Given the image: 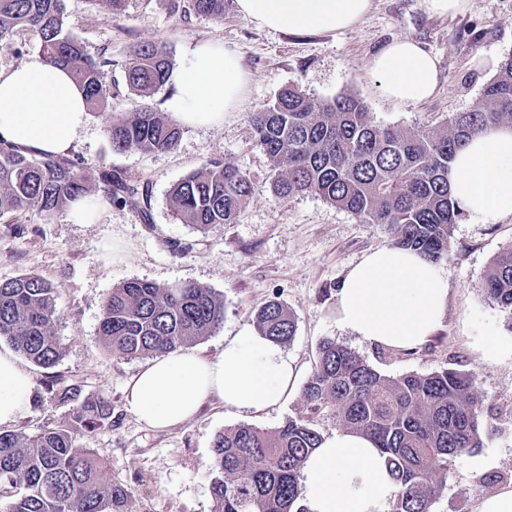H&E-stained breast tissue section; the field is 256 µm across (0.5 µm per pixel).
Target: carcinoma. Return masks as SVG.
I'll use <instances>...</instances> for the list:
<instances>
[{
  "mask_svg": "<svg viewBox=\"0 0 512 512\" xmlns=\"http://www.w3.org/2000/svg\"><path fill=\"white\" fill-rule=\"evenodd\" d=\"M200 15L221 20L226 0H189ZM36 35L44 57L71 70L88 109L108 107L106 81L112 60L92 57L65 30L63 0H0V47L15 30ZM172 57L153 43L132 46L125 65L129 89L147 97L166 84ZM256 141L278 170L272 191L280 200L315 194L365 224H386L400 248L429 261L448 257L453 224L464 212L450 177L457 151L476 133L512 124V54L498 66L471 108L439 128L404 129L374 121L361 100L346 94L319 100L295 87L282 89L250 115ZM112 150L174 149L182 129L150 106L107 120ZM98 196L138 207L140 189L115 169H98ZM79 163L69 157L29 156L0 144V219L18 223L37 210L47 216L89 193ZM254 186L240 168L212 159L176 182L170 202L176 219L204 232L235 224ZM486 295L512 317V247L493 261ZM260 335L277 344L295 336L294 318L277 301L256 314ZM54 288L25 274L0 281V338L32 363L55 367L62 342ZM224 321V301L186 282L173 287L132 280L112 288L103 304L99 341L123 359L178 350L196 343ZM476 375L453 368L429 374H381L358 352L326 339L302 389L310 411L327 409L344 430L375 443L397 491L390 512H432L446 487L452 462L482 447V400ZM71 432L47 427L33 434L0 432V498L3 512H125L127 491L106 485L102 454L81 444L112 419V407L87 397ZM324 436L298 416L274 431L240 424L212 443L213 512H305L301 470Z\"/></svg>",
  "mask_w": 512,
  "mask_h": 512,
  "instance_id": "obj_1",
  "label": "carcinoma"
}]
</instances>
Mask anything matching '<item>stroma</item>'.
Listing matches in <instances>:
<instances>
[{"instance_id": "stroma-1", "label": "stroma", "mask_w": 512, "mask_h": 512, "mask_svg": "<svg viewBox=\"0 0 512 512\" xmlns=\"http://www.w3.org/2000/svg\"><path fill=\"white\" fill-rule=\"evenodd\" d=\"M187 0H126L124 11L107 16L91 0H64L65 26L88 52L112 60L108 116L89 115L85 133L70 151L81 172L95 178L102 166L126 173L148 189L150 223L138 210L102 203L100 218L75 224L67 211L51 217L31 212L17 224L0 223V281L35 273L48 280L58 309L56 330L63 342L58 365H21L34 379L31 407L9 429L34 433L68 429L86 397L112 405V422L94 432L88 447L100 451L113 484L128 491L126 512H212L211 446L224 429L251 424L274 430L307 414L301 389L284 402L252 415L212 400L185 424L148 428L126 408L125 385L143 359L112 355L97 337L102 305L126 281L163 286L191 282L224 299V322L193 344V352L217 357L226 340L255 324L268 301L280 302L295 318L296 332L283 349L307 381L322 340L332 339L362 355L382 374H428L445 368L474 372L485 410L504 428L487 433L481 448L457 458L433 512H475L490 493L512 487V320L485 293L493 260L512 246V214L481 224L462 217L452 231L442 262L448 275V308L437 331L416 349L372 346L336 322L340 281L371 250L393 245L386 225L365 224L314 194L285 201L271 190L277 178L249 122L284 87L295 86L318 99L351 94L367 105L376 123L400 128L435 127L470 109L504 57L512 53V0H470L464 13H431L424 0H372L353 28L342 32L295 33L258 27L235 5L215 20L184 12ZM422 42L439 62V85L430 100L398 105L382 98L367 71L370 57L394 39ZM219 40L234 49L250 81L242 104L210 128H184L174 150L113 152L107 117L122 118L143 105L165 111L174 91L165 84L150 97L131 91L124 77L129 48L137 42L166 46L182 66L195 44ZM221 159L245 171L255 188L235 224H215L207 233L172 214L173 184ZM119 242V256L105 249ZM500 348L486 355L484 344ZM76 388L75 399L59 391Z\"/></svg>"}]
</instances>
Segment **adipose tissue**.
<instances>
[{
    "label": "adipose tissue",
    "instance_id": "adipose-tissue-1",
    "mask_svg": "<svg viewBox=\"0 0 512 512\" xmlns=\"http://www.w3.org/2000/svg\"><path fill=\"white\" fill-rule=\"evenodd\" d=\"M238 13L277 31L336 32L356 25L371 0H235ZM381 96L420 103L438 87L435 58L417 41H391L367 64ZM172 81L169 112L187 127L223 123L241 103L249 76L237 53L215 40L195 45ZM87 126L84 95L67 71L35 53L0 70V142L35 156L68 155ZM452 189L471 219L489 223L512 213V127L474 136L457 154ZM448 307L441 264L399 247L373 250L348 269L339 288L336 320L363 340L413 349L440 326ZM298 370L278 344L243 328L210 359L174 351L142 366L126 386V405L155 429L191 420L215 398L258 414L284 401ZM34 381L14 355L0 351V425L20 419L32 402ZM306 512H388L396 487L374 444L346 432L325 437L301 474Z\"/></svg>",
    "mask_w": 512,
    "mask_h": 512
}]
</instances>
